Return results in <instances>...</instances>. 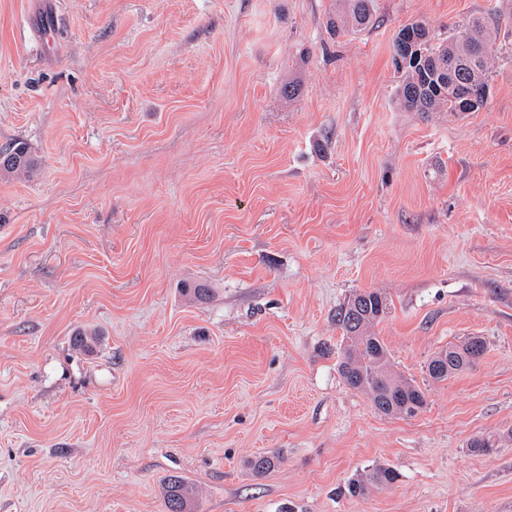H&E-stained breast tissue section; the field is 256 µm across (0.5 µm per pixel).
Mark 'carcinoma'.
<instances>
[{"instance_id": "1", "label": "carcinoma", "mask_w": 512, "mask_h": 512, "mask_svg": "<svg viewBox=\"0 0 512 512\" xmlns=\"http://www.w3.org/2000/svg\"><path fill=\"white\" fill-rule=\"evenodd\" d=\"M374 18V0H331L326 14L329 29L337 36L356 34L369 27ZM495 36L482 17L465 21L458 32L435 41L421 21L401 26L392 43V52L403 50V63L396 65L401 82L395 104L403 112L428 117L439 112L463 115L479 107L466 103L462 91L472 84L488 85L489 66ZM35 161L28 148L16 143L0 150V173L29 176ZM387 299L370 290L354 294L336 310V323L342 329L338 371L347 386L368 396L373 407L411 402L425 406L423 388L414 381L397 377L390 369L388 350L373 327L384 317ZM95 328H80L73 333V345L91 352L99 342ZM480 342L477 358L486 352L482 338L473 336L460 347L450 345L436 353L427 363L433 380L448 377L473 365L469 344ZM398 472L378 465L352 476L342 492L352 498L365 496L374 488L394 484ZM191 490L180 480L167 479L164 502L166 512H192Z\"/></svg>"}]
</instances>
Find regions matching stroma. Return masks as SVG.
I'll return each mask as SVG.
<instances>
[{"mask_svg":"<svg viewBox=\"0 0 512 512\" xmlns=\"http://www.w3.org/2000/svg\"><path fill=\"white\" fill-rule=\"evenodd\" d=\"M329 4L0 0V148L36 162L0 175V512H163L169 476L195 512H512V0H376L343 37ZM493 12L486 104L398 110L399 25ZM364 289L415 416L338 372ZM35 170V161L28 148L16 143L0 150V173L7 172L17 176H29ZM475 341H479L481 346L477 353V358L474 359V361H471L469 345ZM485 352V341L479 336L470 337V339L461 347L448 345V347L436 353L429 360L427 363V374L433 380H447L448 377H451L463 369L475 364L484 356ZM443 357L445 358V361H443ZM440 368L442 371L438 372ZM398 477V472L392 467L378 465L352 476L344 485L342 492L352 498L363 497L371 489L391 486Z\"/></svg>","mask_w":512,"mask_h":512,"instance_id":"1","label":"stroma"}]
</instances>
